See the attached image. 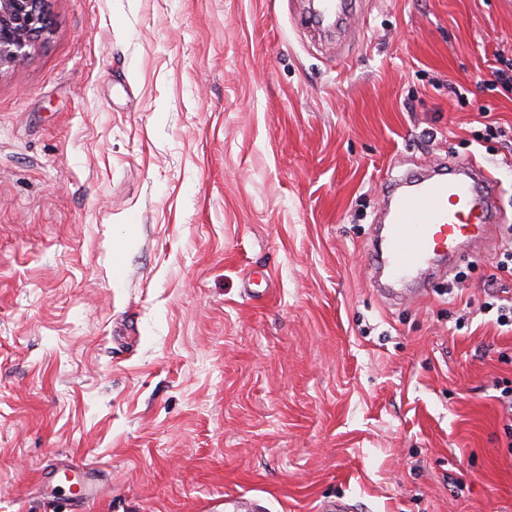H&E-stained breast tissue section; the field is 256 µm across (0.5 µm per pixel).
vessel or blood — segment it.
<instances>
[{
  "label": "vessel or blood",
  "mask_w": 512,
  "mask_h": 512,
  "mask_svg": "<svg viewBox=\"0 0 512 512\" xmlns=\"http://www.w3.org/2000/svg\"><path fill=\"white\" fill-rule=\"evenodd\" d=\"M498 188L496 172L469 163L443 164L420 182L386 188L376 262L387 278L407 279L439 255L479 245L492 228Z\"/></svg>",
  "instance_id": "b4317fda"
}]
</instances>
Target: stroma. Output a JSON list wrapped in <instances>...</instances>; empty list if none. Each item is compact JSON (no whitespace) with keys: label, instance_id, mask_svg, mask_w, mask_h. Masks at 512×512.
<instances>
[{"label":"stroma","instance_id":"1","mask_svg":"<svg viewBox=\"0 0 512 512\" xmlns=\"http://www.w3.org/2000/svg\"><path fill=\"white\" fill-rule=\"evenodd\" d=\"M50 0L0 67V512H512L503 245L376 292L385 183L502 180L512 0Z\"/></svg>","mask_w":512,"mask_h":512}]
</instances>
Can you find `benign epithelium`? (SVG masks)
I'll return each instance as SVG.
<instances>
[{"instance_id":"1","label":"benign epithelium","mask_w":512,"mask_h":512,"mask_svg":"<svg viewBox=\"0 0 512 512\" xmlns=\"http://www.w3.org/2000/svg\"><path fill=\"white\" fill-rule=\"evenodd\" d=\"M50 27L48 0H0V66L25 57Z\"/></svg>"}]
</instances>
